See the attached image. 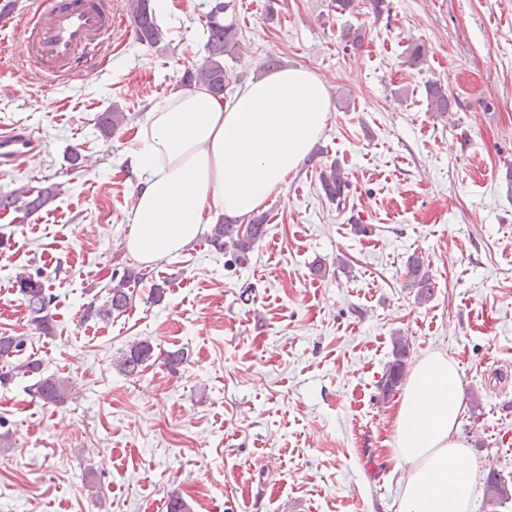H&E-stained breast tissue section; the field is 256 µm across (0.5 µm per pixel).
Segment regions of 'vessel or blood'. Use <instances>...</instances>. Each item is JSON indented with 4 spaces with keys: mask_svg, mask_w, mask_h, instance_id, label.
<instances>
[{
    "mask_svg": "<svg viewBox=\"0 0 512 512\" xmlns=\"http://www.w3.org/2000/svg\"><path fill=\"white\" fill-rule=\"evenodd\" d=\"M120 13L114 0H33L25 16L21 56L46 80L73 74L95 59ZM39 136L0 130V165L19 167L35 155Z\"/></svg>",
    "mask_w": 512,
    "mask_h": 512,
    "instance_id": "vessel-or-blood-1",
    "label": "vessel or blood"
}]
</instances>
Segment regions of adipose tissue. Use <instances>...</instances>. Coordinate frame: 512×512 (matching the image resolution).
Returning <instances> with one entry per match:
<instances>
[{
	"mask_svg": "<svg viewBox=\"0 0 512 512\" xmlns=\"http://www.w3.org/2000/svg\"><path fill=\"white\" fill-rule=\"evenodd\" d=\"M328 112L324 84L302 67L267 73L227 100L197 87L155 101L129 155L140 179L129 256L151 264L186 248L217 213L258 211L298 171ZM464 410L455 361L440 352L418 360L395 416L401 512H471L478 464L460 435Z\"/></svg>",
	"mask_w": 512,
	"mask_h": 512,
	"instance_id": "obj_1",
	"label": "adipose tissue"
}]
</instances>
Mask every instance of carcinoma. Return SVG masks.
Returning a JSON list of instances; mask_svg holds the SVG:
<instances>
[{"instance_id":"1","label":"carcinoma","mask_w":512,"mask_h":512,"mask_svg":"<svg viewBox=\"0 0 512 512\" xmlns=\"http://www.w3.org/2000/svg\"><path fill=\"white\" fill-rule=\"evenodd\" d=\"M130 13L134 21L137 39L147 45H155L163 38L162 30L157 24L154 0H130ZM208 11L204 13L203 33L206 37L204 49L206 56L198 64L184 69L181 83L186 88L204 86L221 97L230 85L232 74L224 66V57L231 59L239 54V28L233 19L226 15L233 12V0H207ZM426 61L425 46L420 43L410 45L406 49V63L414 68ZM425 94L430 111L444 117L453 108L460 106L456 99H450L448 89L439 81H431L425 85ZM126 121L124 112L114 109L100 120L101 131L110 135ZM322 189L328 199L339 202L344 197L348 180L340 167L335 166L321 175ZM55 196L54 190L47 188L33 196L30 190L18 188L0 195V210L12 208L33 212L41 208L50 198ZM266 234L263 221L256 219L246 229L235 220H224L211 227L206 236L208 244L222 251L231 249L239 262L246 261L248 253L255 243ZM143 278V273L126 268L121 276H112V286L108 289L106 300L98 305L92 301L84 309L85 318H109L113 314L125 312L133 302L132 285ZM18 293L22 297L34 329L43 335L53 332V316L50 313L53 301L52 292L41 273H22L16 278ZM405 287L415 290V299L419 304L430 301L436 288L429 264L422 256L412 254L405 266ZM26 344L23 336H0V362L8 370L0 373V385L5 386L17 375H33L36 381L32 385L33 394L46 404L64 402L66 394L65 380L54 375H44L42 362L32 357L19 358ZM409 354L408 337L396 336L392 341V361L386 371L382 384V393L392 392L404 375ZM154 356V346L148 340H140L122 350L116 358L115 366L125 376L133 378L143 371L145 364ZM486 495L491 500L506 501L512 498V489L498 473L492 471L486 481Z\"/></svg>"}]
</instances>
